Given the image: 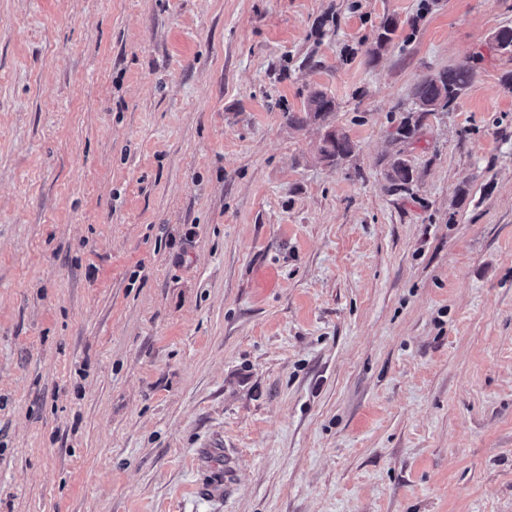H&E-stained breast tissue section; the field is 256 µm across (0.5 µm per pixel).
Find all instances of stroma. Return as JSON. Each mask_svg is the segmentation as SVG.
<instances>
[{
  "label": "stroma",
  "instance_id": "stroma-1",
  "mask_svg": "<svg viewBox=\"0 0 512 512\" xmlns=\"http://www.w3.org/2000/svg\"><path fill=\"white\" fill-rule=\"evenodd\" d=\"M504 28L512 0H0V512H512ZM462 65L392 191L415 84ZM316 88L337 167L288 124ZM356 150V145L345 133L327 128L323 137V145L319 147L320 159L329 164H339L351 157ZM403 153V148L396 152V157L390 163V170L387 174L389 181L396 189L406 188L405 186L413 181V170L408 161L401 157Z\"/></svg>",
  "mask_w": 512,
  "mask_h": 512
}]
</instances>
